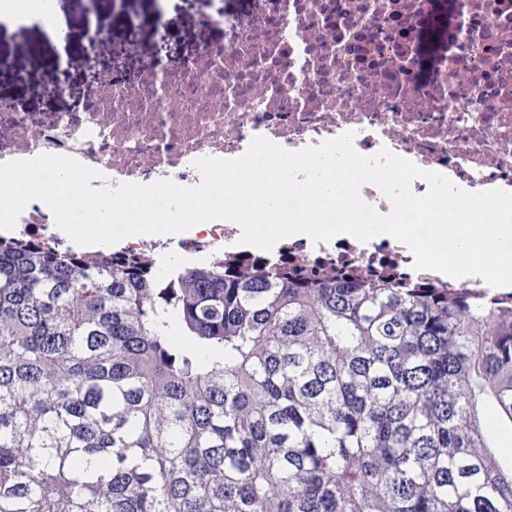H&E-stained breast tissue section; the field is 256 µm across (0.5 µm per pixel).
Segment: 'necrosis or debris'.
Returning a JSON list of instances; mask_svg holds the SVG:
<instances>
[{"instance_id": "4bbe7bcc", "label": "necrosis or debris", "mask_w": 512, "mask_h": 512, "mask_svg": "<svg viewBox=\"0 0 512 512\" xmlns=\"http://www.w3.org/2000/svg\"><path fill=\"white\" fill-rule=\"evenodd\" d=\"M247 18L217 16L218 43L203 42L166 72L142 67L129 82H99L89 112H22L0 97V164L43 153L99 171L92 187L169 179L201 181L194 160L235 159L254 137L289 151L354 132L364 156L388 148L469 192H512V0H459L444 46L427 51L435 0H257ZM466 68L449 84L448 60ZM54 216L27 204L17 237L48 246ZM239 226L227 220L165 239L121 241L116 257L155 258L179 250L210 261L246 259ZM308 274L335 270L418 276L437 288L454 282L414 271L397 240H280L272 249Z\"/></svg>"}]
</instances>
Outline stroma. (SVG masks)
<instances>
[{"label":"stroma","instance_id":"35a3bbf8","mask_svg":"<svg viewBox=\"0 0 512 512\" xmlns=\"http://www.w3.org/2000/svg\"><path fill=\"white\" fill-rule=\"evenodd\" d=\"M68 24L62 37L53 44H44L39 32L26 35L0 33V50L9 51L16 66L23 70L27 82L17 86L14 72L0 70V96L22 99L26 110L42 112L61 110L73 100L88 92L84 51L88 45L90 24L109 26L110 20L102 14L88 15L82 9V0H58ZM211 8L208 0H168L163 19H156L152 0H127V13L122 21L130 35L127 40L113 39L96 49L99 63H106L110 53L126 52L135 47V62L141 63L161 56L164 64L194 51L202 40L220 41L222 32L210 27ZM64 74L68 92L64 97L47 95L45 89Z\"/></svg>","mask_w":512,"mask_h":512}]
</instances>
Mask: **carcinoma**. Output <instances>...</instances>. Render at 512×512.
<instances>
[{
  "label": "carcinoma",
  "instance_id": "obj_1",
  "mask_svg": "<svg viewBox=\"0 0 512 512\" xmlns=\"http://www.w3.org/2000/svg\"><path fill=\"white\" fill-rule=\"evenodd\" d=\"M0 235V512H512V300Z\"/></svg>",
  "mask_w": 512,
  "mask_h": 512
}]
</instances>
